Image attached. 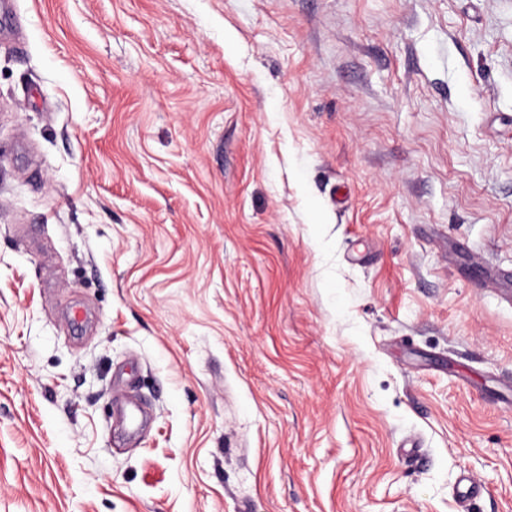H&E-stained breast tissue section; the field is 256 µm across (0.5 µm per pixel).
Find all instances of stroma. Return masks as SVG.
<instances>
[{
    "label": "stroma",
    "mask_w": 512,
    "mask_h": 512,
    "mask_svg": "<svg viewBox=\"0 0 512 512\" xmlns=\"http://www.w3.org/2000/svg\"><path fill=\"white\" fill-rule=\"evenodd\" d=\"M0 512H512V0H0Z\"/></svg>",
    "instance_id": "obj_1"
}]
</instances>
